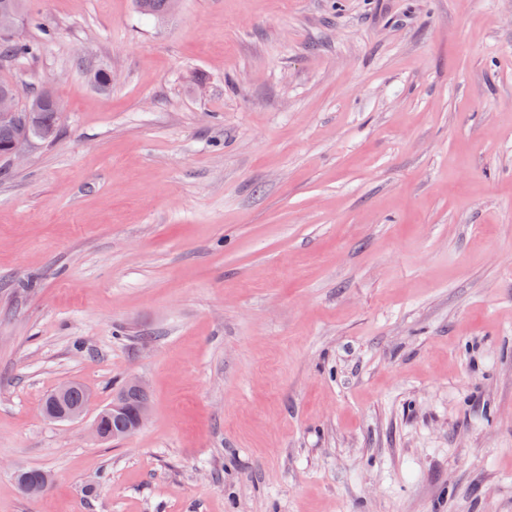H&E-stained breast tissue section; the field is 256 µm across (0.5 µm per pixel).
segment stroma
Masks as SVG:
<instances>
[{
    "label": "stroma",
    "instance_id": "35a3bbf8",
    "mask_svg": "<svg viewBox=\"0 0 512 512\" xmlns=\"http://www.w3.org/2000/svg\"><path fill=\"white\" fill-rule=\"evenodd\" d=\"M12 36L64 112L0 174V512H512V0H26ZM131 377L147 423L94 440ZM74 385L75 383L70 382L57 388L52 393L50 400L51 408L48 413H45L47 418L60 423H68L80 420L84 417L88 407L93 401V396H86L88 391L82 385ZM71 387H73V389L70 390ZM66 398L69 404L65 403Z\"/></svg>",
    "mask_w": 512,
    "mask_h": 512
}]
</instances>
